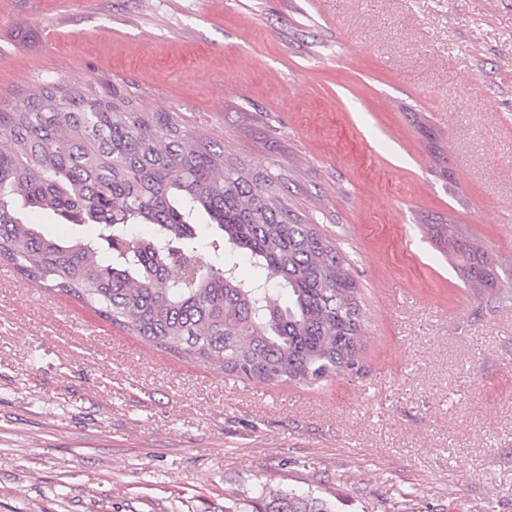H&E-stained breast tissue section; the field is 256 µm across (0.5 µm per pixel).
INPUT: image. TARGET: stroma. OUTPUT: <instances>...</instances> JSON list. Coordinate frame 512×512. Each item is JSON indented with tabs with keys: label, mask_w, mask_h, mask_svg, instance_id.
<instances>
[{
	"label": "stroma",
	"mask_w": 512,
	"mask_h": 512,
	"mask_svg": "<svg viewBox=\"0 0 512 512\" xmlns=\"http://www.w3.org/2000/svg\"><path fill=\"white\" fill-rule=\"evenodd\" d=\"M107 82L279 176L361 289L356 367L266 385L0 263V512H512V0H0V104ZM429 234L442 247L454 255L458 269L473 286L492 288L500 280V274L488 253L459 237L449 224H429ZM244 494L242 501L251 510H236V512H333L328 504L319 497L311 494L303 495L288 491L268 490L262 491L258 497Z\"/></svg>",
	"instance_id": "stroma-1"
}]
</instances>
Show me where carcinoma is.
<instances>
[{
	"label": "carcinoma",
	"instance_id": "1",
	"mask_svg": "<svg viewBox=\"0 0 512 512\" xmlns=\"http://www.w3.org/2000/svg\"><path fill=\"white\" fill-rule=\"evenodd\" d=\"M272 179L224 164L174 112L146 111L115 85L48 82L0 106V262L72 297L148 344L267 385L351 370L363 337L359 286L336 246L280 200ZM74 226L66 240L27 218ZM216 226L208 238L195 225ZM95 225L93 236L81 226ZM151 227L150 237L134 235ZM429 234L474 286L500 274L449 224ZM240 253L257 270L226 265ZM288 294L280 305L269 287ZM249 512H332L319 497L244 495Z\"/></svg>",
	"mask_w": 512,
	"mask_h": 512
}]
</instances>
